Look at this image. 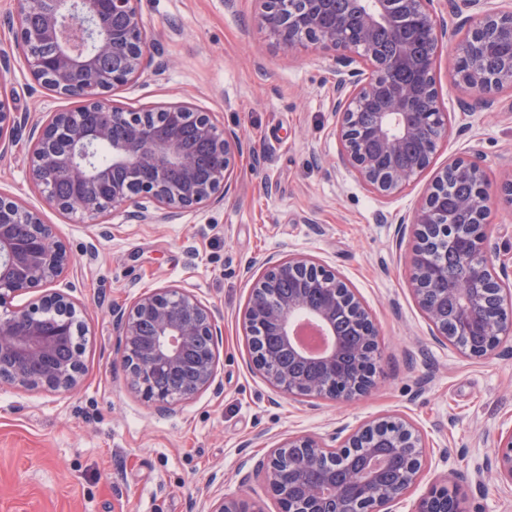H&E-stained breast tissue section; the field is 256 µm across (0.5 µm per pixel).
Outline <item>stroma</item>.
<instances>
[{"label":"stroma","instance_id":"obj_1","mask_svg":"<svg viewBox=\"0 0 512 512\" xmlns=\"http://www.w3.org/2000/svg\"><path fill=\"white\" fill-rule=\"evenodd\" d=\"M141 0L151 70L116 89L126 110L188 102L214 112L242 138L226 199L171 224L120 213L100 223L50 205L28 177L29 133L0 156V193L39 209L73 257L58 280L80 307L84 373L71 392L23 391L0 382V512H205L247 494L277 512L262 478L242 469L276 443L314 433L342 446L366 420L398 416L426 440L421 482L392 512H412L433 483L458 487L464 512H512V487L476 477L501 432L512 428V338L495 356L465 358L435 342L416 306L404 262L416 239L399 234L435 169L475 156L492 197L487 257L512 289V84L484 103L452 78L454 50L471 11L431 0L449 39L437 58L438 105L449 132L432 170L380 199L340 161L331 112L336 73L321 50L275 47L254 22L255 0ZM13 0H0V92L29 123L70 108L40 87L10 46ZM303 254L340 275L378 327L374 388L352 402L286 398L255 369L242 318L248 265ZM187 289L222 331L213 385L161 413L134 389L117 353L114 307L156 288Z\"/></svg>","mask_w":512,"mask_h":512}]
</instances>
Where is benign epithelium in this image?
<instances>
[{"label":"benign epithelium","instance_id":"7a95c632","mask_svg":"<svg viewBox=\"0 0 512 512\" xmlns=\"http://www.w3.org/2000/svg\"><path fill=\"white\" fill-rule=\"evenodd\" d=\"M141 0H14V44L32 78L46 90L73 100L72 110L54 112L33 132L29 175L48 203L62 212L95 220L109 211L133 208L141 222L163 224L201 209L227 195L241 153L240 136L220 127L213 113L175 102L142 111L124 110L104 95L137 82L145 73L149 42ZM256 22L277 46L296 51L322 48L336 66L332 111L341 143L342 163L373 194L386 198L411 185L431 165L448 116L437 111L434 68L446 31L439 28L428 5L432 0H347L357 19V32L343 24H327L332 0H255ZM484 0H468L474 13L462 44L479 57L487 43L504 37L512 45V9L491 11ZM456 82L489 98L499 89V76L477 67L455 64ZM432 99L427 112L417 102ZM375 109L372 125L355 126L357 112ZM18 120L0 98V145L13 136ZM427 150L408 166L398 158L410 145ZM109 149L106 164L97 160ZM467 175L479 184L466 202L470 217L459 224L440 208L448 181ZM63 180L69 197L56 196L50 184ZM488 179L475 158H455L440 169L426 194L398 232L410 231L423 244L406 261L411 291L430 322L435 338L471 359L491 357L512 334V303H505L499 281L491 276L486 244L491 230ZM28 225L30 239L19 240L15 227ZM461 250L466 275L441 279L427 252L439 235ZM71 258L40 213L0 196V361L9 359L13 385L27 390L70 391L83 374L81 351L67 361L57 351L82 333L73 299L49 285L62 276ZM253 278L244 312V327L273 326L295 358L315 367V376L300 380L269 364L265 351L254 361L277 392L288 398L325 397L350 401L371 386L373 366L347 372L343 340L334 319L340 311L354 315L361 335L373 343L375 321L360 297L334 272L307 256L267 258ZM298 276L295 293L282 299L278 280ZM42 288L37 301L11 308L15 294ZM457 305V332L439 320L448 301ZM120 326L119 353L134 386L163 411L209 388L215 379L216 352L187 360L199 336H218L214 312L184 288L169 286L140 295L126 308L112 310ZM301 322L315 324L330 337L320 355L293 347ZM193 370L190 385L177 393L150 389L163 371ZM395 432L393 453L402 466L396 479L379 481L388 459L373 454L371 436ZM323 438L297 435L273 446L253 471L262 476L278 512H326V498L336 512H391L390 506L419 481L426 457L425 439L400 417L372 420L352 432L333 460L325 464L314 453ZM494 474L512 485V429L494 448ZM207 512H265L244 494L223 496ZM415 512H461L457 491L432 486Z\"/></svg>","mask_w":512,"mask_h":512}]
</instances>
